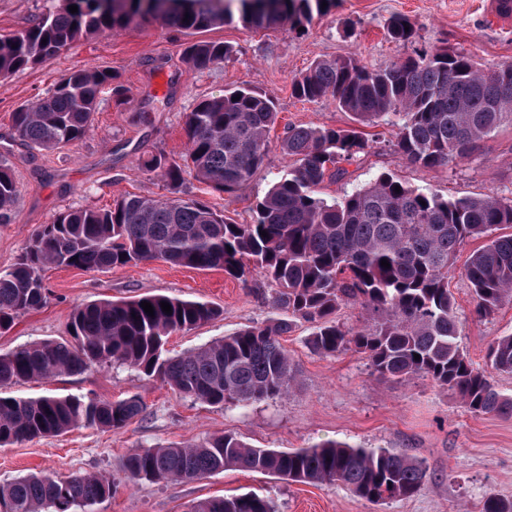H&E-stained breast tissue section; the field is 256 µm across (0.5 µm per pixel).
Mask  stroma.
<instances>
[{
	"label": "stroma",
	"mask_w": 512,
	"mask_h": 512,
	"mask_svg": "<svg viewBox=\"0 0 512 512\" xmlns=\"http://www.w3.org/2000/svg\"><path fill=\"white\" fill-rule=\"evenodd\" d=\"M62 5L63 0H0V35L23 30ZM400 14L417 24L415 44L388 39L385 25ZM199 37L229 44L232 55L197 69L184 58L185 36L150 19L80 39L55 57L0 79V162L12 169L19 189L10 223L0 224V271L10 268L42 226L61 212L102 208L125 195L169 197L165 182L143 167V159L158 152L181 159L188 148L185 113L196 101L239 86L266 94L278 111L263 164L233 194L210 191L191 177L180 191L182 199L206 201L235 223L251 222L257 201L291 165L280 146L289 125L343 128L368 140V148L347 164L343 179L323 183L320 192L327 199L340 198L383 172L443 196L512 199L511 124L485 138L472 159L430 170L393 152L395 126L384 121L365 125L332 99L301 102L291 94L293 78L318 60L353 57L368 68L384 69L415 48L450 46L487 68L512 62V24L496 15L492 0H335L299 34L254 30L236 20ZM80 69L111 71L123 95L103 91L92 125L79 142L49 153L13 142V113ZM481 244L477 238L462 246L449 287L459 317L458 342L474 367L483 369L491 342L512 334V303L490 316L476 315L463 268ZM43 276L44 305L0 334V353L44 340H69L76 308L148 293L205 302L222 311L216 320L170 336L166 348L172 355L279 316L271 305L272 287L258 275L243 281L220 270L147 261L105 271L51 267ZM309 332V323L300 320L281 338L298 370L297 385L288 395L246 406L202 404L159 379L112 365L4 388L1 393L15 398L72 394L117 401L137 396L146 409L119 430L82 427L0 447V484L29 473L58 478L101 473L114 487L93 512H189L201 499L245 493L271 499L277 512H481L487 493L512 500V419L472 413L453 391L426 378L399 382L380 377L355 350L314 353L305 342ZM222 433L281 451L327 439L392 448L423 461L427 481L413 497L375 503L336 484H304L238 469L162 484H132L125 477L123 462L133 450L191 445Z\"/></svg>",
	"instance_id": "stroma-1"
}]
</instances>
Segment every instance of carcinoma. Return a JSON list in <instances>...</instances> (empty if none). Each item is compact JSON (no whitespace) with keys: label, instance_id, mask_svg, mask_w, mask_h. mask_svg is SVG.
Returning a JSON list of instances; mask_svg holds the SVG:
<instances>
[{"label":"carcinoma","instance_id":"carcinoma-1","mask_svg":"<svg viewBox=\"0 0 512 512\" xmlns=\"http://www.w3.org/2000/svg\"><path fill=\"white\" fill-rule=\"evenodd\" d=\"M235 2L246 27L296 31L333 0ZM71 5L78 11L70 12ZM145 16L188 35L233 21L224 0H66L65 8L0 37V78L41 63L84 36L126 28ZM386 32L401 45L419 37L416 24L401 15L389 19ZM231 53L216 41L190 42L184 49L198 69ZM113 80L109 70L70 73L46 97L13 113L16 139L32 151L82 140L101 92ZM291 93L305 102L330 97L362 123L394 116L399 122L392 146L398 155L427 169L449 168L472 158L486 137L512 121V62L487 69L451 47L421 51L380 70L354 58L320 60L292 80ZM277 116L271 99L247 87L200 100L185 114L189 152L183 162L163 153L144 161L174 197L122 196L108 208L65 211L43 225L17 262L0 272V332L45 303L42 272L52 265L105 270L161 260L222 269L237 279L257 272L274 287L272 307L285 317L166 356L170 335L215 319L221 310L164 294L94 302L71 315L75 343L46 340L0 354V388L116 364L158 377L211 406L249 404L284 395L295 384L296 370L279 337L304 320L311 324L306 342L320 355L353 348L381 377L428 378L454 390L473 413L511 419L512 396L497 389L490 373L474 367L456 342L459 319L448 277L464 241L485 237L464 265L475 312L486 317L512 302V234H494L512 224V201L490 195L444 198L389 173L327 200L319 195L320 186L342 177L346 170L340 164L363 152L368 141L353 130L304 125L285 128L281 146L295 165L257 202L251 223L236 224L215 207L177 197L187 175L215 191L239 190L263 164ZM17 197L13 173L1 162L0 224L10 221ZM383 259L390 267L381 266ZM143 301L151 303L154 316L145 313ZM163 302L172 313L162 311ZM348 303L369 311L373 321L340 325L336 312ZM487 359L491 369L511 374L512 334L495 338ZM143 410L136 396L115 402L78 395L0 396V447L79 427L121 429ZM228 467L338 484L376 503L416 495L427 477L422 462L391 448L326 441L286 452L252 447L232 434L195 445L137 449L123 463L133 484L199 479ZM111 493L112 482L99 474L66 479L29 474L0 485V512H90ZM191 512L276 510L272 500L246 493L200 500ZM483 512H512V501L489 493Z\"/></svg>","mask_w":512,"mask_h":512}]
</instances>
